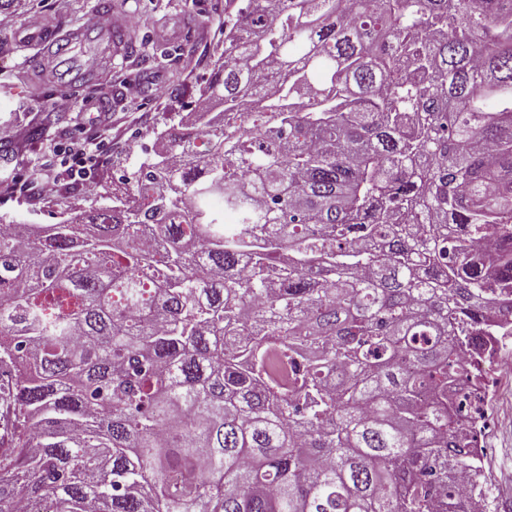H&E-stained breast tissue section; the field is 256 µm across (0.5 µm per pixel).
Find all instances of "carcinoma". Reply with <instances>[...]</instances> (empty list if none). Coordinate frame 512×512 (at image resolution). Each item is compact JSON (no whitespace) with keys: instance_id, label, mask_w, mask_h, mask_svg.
Masks as SVG:
<instances>
[{"instance_id":"1","label":"carcinoma","mask_w":512,"mask_h":512,"mask_svg":"<svg viewBox=\"0 0 512 512\" xmlns=\"http://www.w3.org/2000/svg\"><path fill=\"white\" fill-rule=\"evenodd\" d=\"M224 9L135 188L0 226V512H488L512 0Z\"/></svg>"}]
</instances>
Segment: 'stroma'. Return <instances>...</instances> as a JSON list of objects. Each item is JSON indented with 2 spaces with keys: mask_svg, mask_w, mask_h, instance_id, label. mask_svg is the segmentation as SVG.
I'll return each mask as SVG.
<instances>
[{
  "mask_svg": "<svg viewBox=\"0 0 512 512\" xmlns=\"http://www.w3.org/2000/svg\"><path fill=\"white\" fill-rule=\"evenodd\" d=\"M100 0H0V11L16 16L12 31L0 32V126L24 133L38 127V139L17 147L0 141V176L25 175L29 163L52 164L56 144L101 132L104 119L120 131L102 157L94 184L63 180L57 196L34 199L18 193L0 197V216L16 224H49L69 213L109 204L112 189L134 186L144 160L143 141L153 131L179 129L195 106L210 69L224 51V0H112L124 30L142 49L99 60L96 80L72 91L54 84L32 86L30 73L43 49L27 34L29 16L41 27L66 32L94 17ZM138 85L129 93L126 81ZM487 381L491 404L482 458L498 499L512 504V376L494 372Z\"/></svg>",
  "mask_w": 512,
  "mask_h": 512,
  "instance_id": "35a3bbf8",
  "label": "stroma"
}]
</instances>
